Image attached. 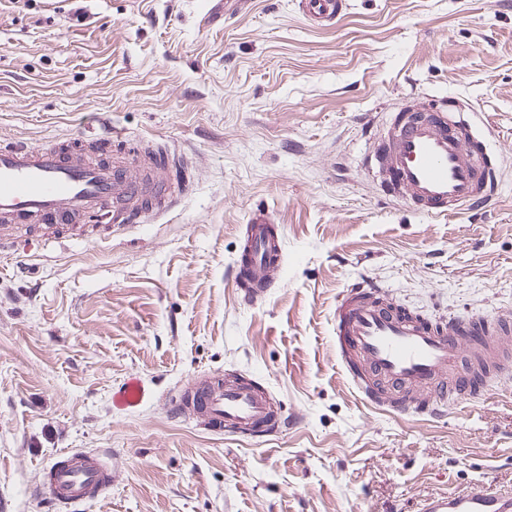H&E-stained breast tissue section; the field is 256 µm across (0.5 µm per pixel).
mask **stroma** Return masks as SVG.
Segmentation results:
<instances>
[{
  "instance_id": "35a3bbf8",
  "label": "stroma",
  "mask_w": 512,
  "mask_h": 512,
  "mask_svg": "<svg viewBox=\"0 0 512 512\" xmlns=\"http://www.w3.org/2000/svg\"><path fill=\"white\" fill-rule=\"evenodd\" d=\"M458 96L505 156L484 212L413 213L364 172L368 133L426 97ZM133 146L182 151L168 216L133 232L0 252V502L54 512L40 469L106 453L112 487L71 512H416L421 497L512 489V375L445 417L366 405L332 342L342 291L390 287L422 315L512 309V0H349L330 28L295 0H0V141L38 145L90 114ZM269 210L285 282L240 303V231ZM199 371L263 379L298 420L268 441L171 419ZM147 393L120 410L129 377Z\"/></svg>"
}]
</instances>
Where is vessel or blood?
<instances>
[{"mask_svg":"<svg viewBox=\"0 0 512 512\" xmlns=\"http://www.w3.org/2000/svg\"><path fill=\"white\" fill-rule=\"evenodd\" d=\"M313 26L326 27L345 12L346 0H298ZM472 105L449 101L447 109L395 112L385 134L363 159L377 171L388 195L408 202L416 214L445 220L463 207L485 208L498 185V164L487 153L493 134L469 119ZM122 133L87 138L75 146L54 141L0 145V242L9 224L37 222L43 235L70 225L76 240H90L83 219L109 214L114 227H131L144 209L162 215L177 204L173 185L157 179L160 157L140 165L102 162L86 146L119 144ZM284 248L272 215L257 211L240 235L228 281L240 300L254 306L278 287ZM333 340L341 371L362 400L392 415L441 416L448 406L473 396L491 374L512 370V313L429 319L398 304L389 290L366 281L350 285L335 312ZM147 393L137 378L113 392L119 408L140 405ZM172 417H196L212 433L262 440L286 424L283 407L259 378L200 372L167 398ZM112 485L106 455L71 449L43 467L38 493L64 508L103 495ZM418 512H512V491L461 486L429 495Z\"/></svg>","mask_w":512,"mask_h":512,"instance_id":"1","label":"vessel or blood"}]
</instances>
